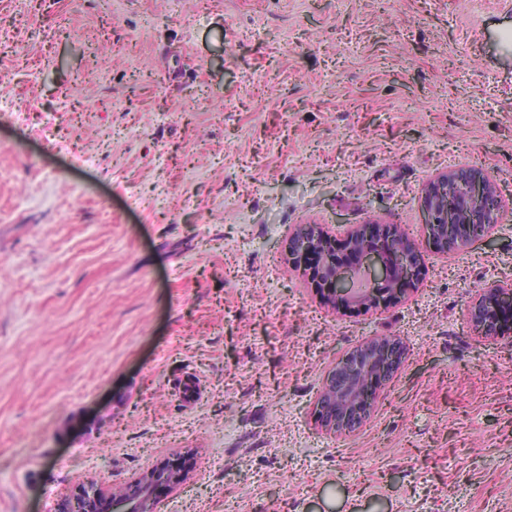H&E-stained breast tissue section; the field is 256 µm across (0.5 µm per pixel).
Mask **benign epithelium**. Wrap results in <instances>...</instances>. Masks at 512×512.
<instances>
[{"instance_id":"7a95c632","label":"benign epithelium","mask_w":512,"mask_h":512,"mask_svg":"<svg viewBox=\"0 0 512 512\" xmlns=\"http://www.w3.org/2000/svg\"><path fill=\"white\" fill-rule=\"evenodd\" d=\"M424 242L441 251L458 250L486 236L503 203L481 170L462 168L430 179L424 188ZM288 263L307 272L310 287L334 301L364 311L387 307L416 287L421 276L417 248L396 224H360L347 232L341 249L316 224H300L288 239ZM512 305V283L481 289L468 309L478 334L511 336L501 308ZM406 347L395 336L372 338L343 355L329 371L317 399V422L330 431H353L369 417L376 390L400 368ZM182 464L166 459L113 493L82 484L61 500L56 512H153L157 493L188 479Z\"/></svg>"}]
</instances>
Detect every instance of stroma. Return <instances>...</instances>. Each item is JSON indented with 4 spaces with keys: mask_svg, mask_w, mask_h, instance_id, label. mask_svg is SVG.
Wrapping results in <instances>:
<instances>
[{
    "mask_svg": "<svg viewBox=\"0 0 512 512\" xmlns=\"http://www.w3.org/2000/svg\"><path fill=\"white\" fill-rule=\"evenodd\" d=\"M468 166L507 209L422 243ZM397 224L419 284L365 312L288 264L299 224ZM512 0H0V512L164 459L156 512H512ZM407 346L365 424L327 371ZM506 305H512V283L492 282L482 288L468 309L477 333L485 337L511 336L512 325L506 327L503 324L500 312ZM406 347L395 336L372 338L343 355L317 399V422L330 431H353L369 417L376 390L400 368Z\"/></svg>",
    "mask_w": 512,
    "mask_h": 512,
    "instance_id": "1",
    "label": "stroma"
}]
</instances>
